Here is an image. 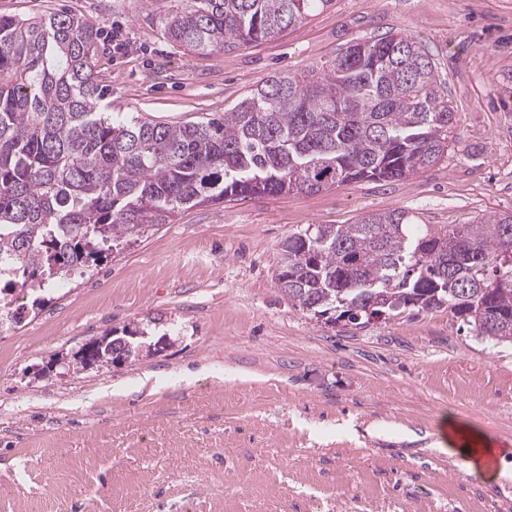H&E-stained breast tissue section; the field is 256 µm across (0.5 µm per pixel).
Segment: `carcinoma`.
<instances>
[{"label": "carcinoma", "mask_w": 512, "mask_h": 512, "mask_svg": "<svg viewBox=\"0 0 512 512\" xmlns=\"http://www.w3.org/2000/svg\"><path fill=\"white\" fill-rule=\"evenodd\" d=\"M332 0H182L158 18L187 51L274 37ZM107 35L64 14L0 16V316L65 274L84 277L131 239L224 199L318 193L399 181L448 151L453 109L414 38L388 31L357 55L279 73L224 114L169 124L100 109L96 60ZM276 280L295 306L367 318L448 307L475 336L512 343V214L419 224L408 210L288 236Z\"/></svg>", "instance_id": "carcinoma-1"}]
</instances>
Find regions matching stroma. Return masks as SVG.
Listing matches in <instances>:
<instances>
[{"mask_svg":"<svg viewBox=\"0 0 512 512\" xmlns=\"http://www.w3.org/2000/svg\"><path fill=\"white\" fill-rule=\"evenodd\" d=\"M174 0H0L119 31L100 54L110 112L157 122L223 111L270 75L396 30L431 54L456 143L425 173L181 212L0 323V512H512V346L447 308L362 325L295 308L281 243L394 209L421 224L512 213V0H333L275 39L192 54ZM158 319L170 342L118 367L53 371L89 339ZM456 420L495 457L465 472Z\"/></svg>","mask_w":512,"mask_h":512,"instance_id":"35a3bbf8","label":"stroma"}]
</instances>
